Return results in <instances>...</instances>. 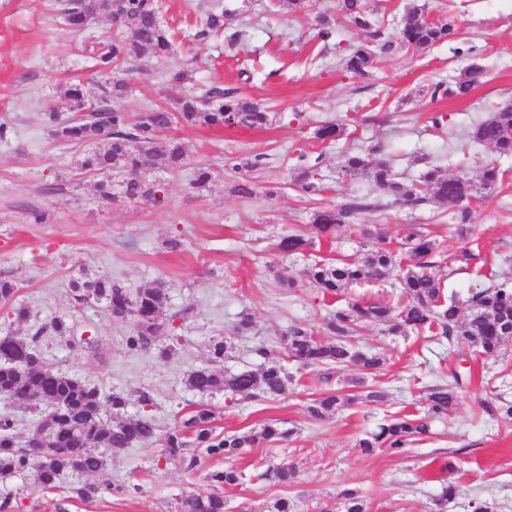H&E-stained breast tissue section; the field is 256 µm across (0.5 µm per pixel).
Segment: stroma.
<instances>
[{
    "label": "stroma",
    "mask_w": 512,
    "mask_h": 512,
    "mask_svg": "<svg viewBox=\"0 0 512 512\" xmlns=\"http://www.w3.org/2000/svg\"><path fill=\"white\" fill-rule=\"evenodd\" d=\"M215 1L159 0L175 32L174 56L189 74L187 87L195 93L216 83L238 89L263 104L273 122L264 129L175 125L172 133L191 161L210 165L215 180L196 190L187 175L156 172L162 202L145 205L100 198L97 176L78 169L76 154L57 146L46 123L48 113L66 112V83L91 78L84 49L112 33L111 21L103 18L73 33L57 16L58 0H0V122L7 125L0 140V279L16 288L9 303H0V336L28 338L44 329L46 365L104 393L124 394L128 413L151 416L160 431L204 404L214 413L216 436L257 431L270 422L285 435L234 460L243 480L233 489H218L206 479L224 469V458L199 448L191 469L155 442L109 457L110 486L92 498L74 494L83 478L70 473L52 488L29 476L0 480V501H9L8 512H175L183 495L219 491L224 512H266L279 498L288 499L294 512H324L341 490L354 488L368 512H430L442 485L449 484L454 500L448 512H471L476 502L487 512H512V418H491L483 410L493 397L512 402V338L500 359L487 360L459 339L440 345L372 324L358 341L383 352L388 363L361 386L357 371L332 369L322 380L291 362L286 368L293 380L275 401L235 400L227 392L202 397L185 385L188 374L206 364L213 340L227 346L223 369L229 375L259 367L257 345L283 355L292 324L322 329L334 306L305 277V268L316 260H361L371 244L399 247L417 224L436 239L438 263L453 271L446 295L461 301L489 286L512 288V158H497L470 137L477 122L512 105V0H364L392 41L407 8L415 5L429 17H452L458 24L455 45L402 48L381 57L367 79L347 76L338 65L348 47L362 41V30L341 23L330 43L317 36L319 17L335 15L338 0H310L302 11L271 8V0H219L230 11L229 28L242 33L232 49L220 39L200 44L191 38L196 20ZM457 46L472 48V55L454 54ZM475 58L485 76L467 97L433 98L436 83L454 82ZM129 78L128 94L115 105L132 114L171 94L161 64ZM439 114L444 122L437 127L433 118ZM328 122L340 127L341 136L313 141L314 129ZM374 146L382 147L407 184L432 166L476 182L493 160L505 172L504 184L472 203L471 232L464 239L445 208L393 206L338 228L333 239L316 240L302 253L278 252L283 235L313 237L316 210L372 190L370 173L350 176L343 165L348 153ZM259 153L267 154V166L246 168ZM303 153L323 157L319 193H305L297 184ZM230 157L241 163L240 171L225 168ZM242 182L251 184L252 197L238 194ZM51 185L59 192L49 198L43 190ZM33 206L43 211V223H30L25 210ZM174 240L179 250H171ZM82 275L105 277L130 291L164 284L167 312L184 314L175 323L181 341L170 357L129 348L133 326L112 316L106 302L73 306L69 284ZM21 304L31 311L24 323L12 314ZM244 311L255 329L240 335L235 325ZM57 319L69 324V336L50 332ZM455 369L466 374L458 405L422 441L399 454L367 456L356 448L357 439L387 415L423 412L427 388L449 382ZM367 386L386 391L385 405L356 402L323 421L306 414L312 394L339 389L357 395ZM145 390L155 399L147 409L139 401ZM279 465L296 466L294 483L264 479L269 467Z\"/></svg>",
    "instance_id": "obj_1"
}]
</instances>
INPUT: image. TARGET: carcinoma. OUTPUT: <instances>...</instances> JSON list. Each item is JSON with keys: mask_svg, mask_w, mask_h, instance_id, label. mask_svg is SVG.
I'll list each match as a JSON object with an SVG mask.
<instances>
[{"mask_svg": "<svg viewBox=\"0 0 512 512\" xmlns=\"http://www.w3.org/2000/svg\"><path fill=\"white\" fill-rule=\"evenodd\" d=\"M95 12L102 18L122 20V31L102 37L91 45L90 54L96 69L106 76L105 84L88 88L82 83L67 86L68 115L51 112L47 116L52 135L59 146L82 150L77 163L86 172L102 176L100 195L114 201L159 203L160 184L152 178L157 167L175 175L192 168L191 186L206 188L213 172L206 166H191L179 138L169 133L177 124L208 128H262L270 121V113L257 103L238 97V90L214 86L201 96L183 95L165 105L150 106L133 116L114 106V100L128 89V64H146L145 55L170 61L164 71L166 83L173 89L188 79L186 71L173 61L174 33L156 17L155 0H63L59 9L62 24L71 31L83 29L82 18ZM227 11L217 8L201 18L194 29L193 40L206 43L224 34V43L232 49L240 40L237 31L224 33ZM346 22L367 33V37L341 58L342 70L358 78L373 74L376 61L391 54L400 44L404 47L428 48L457 37L455 24L449 20H425L424 7L414 6L406 12L399 42L385 40L373 28L371 15L362 0H340L337 19H320V37L326 41L335 34L334 25ZM485 73L479 63H472L468 75L453 83L438 82L433 97H464L479 83ZM470 137L496 154L512 156V107H504L479 121ZM298 183L306 193L319 192L322 155L298 156ZM344 169L351 175L364 171L372 174V195L353 196L343 203L328 206L313 214L316 233L328 236L336 227L351 225L359 216L384 208L403 205L418 208L430 203L448 207L458 236L469 234L467 227L470 201L484 197L504 182V172L486 167L480 182L464 175L450 177L439 167L428 169L419 182L405 184L397 180L391 159L379 148L368 153H350ZM119 180H112V174ZM314 245L301 235L282 236L277 249L294 254ZM406 269L400 277L402 298L398 306L385 303L347 302L327 318L323 331L298 323L283 338L286 358L300 370L327 371L353 367L365 376H375L388 363L379 352L359 347L354 341L366 323L386 324L393 334L432 333L437 341L462 338L476 348L479 356L495 358L503 342L512 336V289L488 287L475 291L463 301H445L444 280L432 261L436 240L421 230L405 237ZM396 253L388 247H373L359 262L316 261L305 270V276L324 295L340 297L354 285L385 278L395 265ZM71 300L83 305L90 300H104L112 315L128 320L133 334L128 344L133 349L149 350L161 338L170 336L177 315L164 313L166 289L152 283L133 292L104 278L75 280L70 288ZM226 347L219 341L211 347L210 364L191 371L188 388L201 395L229 392L247 398L274 400L281 396L290 380L280 359L261 346L255 353L263 358L257 370H243L229 376L217 368L224 361ZM456 385H436L429 389L422 414L395 415L358 439L357 447L366 455L379 449L398 454L422 439L429 425L448 416L458 403L456 387L462 386L461 375L453 374ZM0 398L23 404L37 417L50 410L57 415L58 427L46 438L40 449L18 446L14 424L0 418V479L29 473L45 487L55 485L64 474L76 473L92 478V482L73 488V493L89 499L108 483L107 459L112 453L156 441L171 456H180L184 448L195 445L210 455L236 459L261 441L285 435L275 425H266L258 433L226 434L213 437L209 424L212 412L200 408L165 434H158L154 420L147 416L126 414L127 401L120 393L104 394L85 381L49 368L43 361L39 336L28 339L0 338ZM361 398L363 402L381 404L386 393L372 388L361 396L344 395L330 390L310 399L307 414L323 420L337 410ZM242 472L234 467L215 471L208 480L233 487L240 484ZM342 512H366V503L358 491L344 489L338 495ZM177 512H224V497L218 494H188L176 506Z\"/></svg>", "mask_w": 512, "mask_h": 512, "instance_id": "1", "label": "carcinoma"}]
</instances>
